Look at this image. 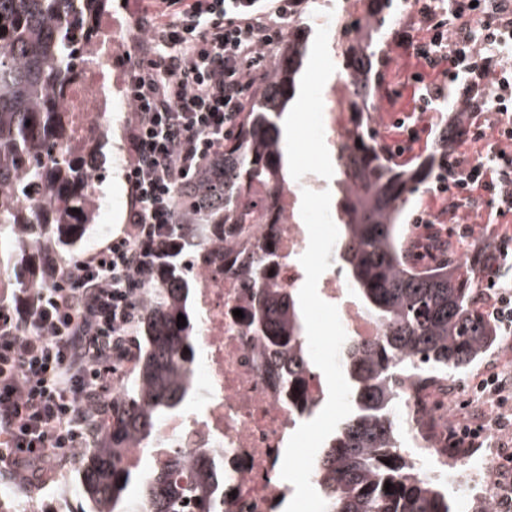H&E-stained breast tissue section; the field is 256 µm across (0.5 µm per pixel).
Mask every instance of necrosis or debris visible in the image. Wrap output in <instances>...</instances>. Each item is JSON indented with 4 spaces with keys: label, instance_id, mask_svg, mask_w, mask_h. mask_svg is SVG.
<instances>
[{
    "label": "necrosis or debris",
    "instance_id": "4bbe7bcc",
    "mask_svg": "<svg viewBox=\"0 0 512 512\" xmlns=\"http://www.w3.org/2000/svg\"><path fill=\"white\" fill-rule=\"evenodd\" d=\"M360 7V0H341L336 11L311 19L323 42V66L329 72L337 70L346 21ZM126 47L120 29L104 25L86 31L80 40L73 73L54 90L60 111L76 113L79 137L96 135L132 111L125 79L112 73L113 54ZM315 95L317 146L332 159L346 135L350 100H357L370 118L378 110L375 93L359 89L357 79L350 76L318 85ZM335 188V173L324 168L303 165L292 171L278 195L280 264L266 282L286 289L306 284L313 288L335 317L331 360L340 368L352 344L372 341L383 335L384 328L359 304L339 273L335 237H328L321 247L313 245L311 225L336 222L334 209L326 205ZM314 200L323 201V208L310 210ZM194 303L198 322L195 398L161 422L149 454L163 462L175 451L191 457L205 449L211 459L224 464V512H279L280 503L293 491L285 478L289 449L308 429L311 418L289 400L272 352L248 334L243 319L237 317V310L248 307L247 292L239 280L224 273L222 264L198 272ZM393 382L398 395L393 413L421 476L455 487L466 497L476 481L484 489L494 488L497 467L492 459L451 463L438 451L448 440V417L460 419L471 410L459 384H443L428 399V412L438 421L429 440L421 435L422 422L406 372H398Z\"/></svg>",
    "mask_w": 512,
    "mask_h": 512
}]
</instances>
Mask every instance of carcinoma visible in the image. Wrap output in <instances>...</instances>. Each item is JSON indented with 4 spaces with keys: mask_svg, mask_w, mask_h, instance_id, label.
I'll return each mask as SVG.
<instances>
[{
    "mask_svg": "<svg viewBox=\"0 0 512 512\" xmlns=\"http://www.w3.org/2000/svg\"><path fill=\"white\" fill-rule=\"evenodd\" d=\"M75 0H0V288L20 293L52 285L49 271L74 259L95 213L97 148L102 131L83 142L72 135L71 113L53 98L64 70L76 61L71 34ZM79 25L101 24L108 0H80ZM364 13L344 32L338 63L349 77L379 62L382 29L395 0H364ZM310 30L295 26L265 71L237 133L224 140V177L205 168L194 200H181L163 259L138 275L143 347L123 397L100 431L95 449L74 470L79 506L68 512H125L138 495L146 512H215L224 492V463L179 452L159 465L130 459L148 447L159 422L183 408L194 375L196 319L194 269L224 260V269L250 287L249 332L283 360V383L298 394L314 375L306 350L301 301L293 290L262 288L277 263V194L288 184L281 118L294 96ZM349 136L336 154L341 182L336 200L343 233L341 269L361 304L384 326L376 342L353 345L345 360L356 412L322 448L317 484L327 491L328 512H452L448 493L421 478L401 447L389 414L397 400L392 378L401 360L457 374L485 354L495 333L474 307L475 272L444 262L439 239L406 242L402 216L415 190L448 154L462 125H445L433 150L410 167L396 168L378 148L362 113L350 112ZM80 213H75V210ZM266 232L243 247L249 225ZM183 315L186 325L177 326ZM391 464H385V461ZM391 483L385 491V483Z\"/></svg>",
    "mask_w": 512,
    "mask_h": 512,
    "instance_id": "carcinoma-1",
    "label": "carcinoma"
}]
</instances>
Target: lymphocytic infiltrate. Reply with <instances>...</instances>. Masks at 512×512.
I'll use <instances>...</instances> for the list:
<instances>
[{"mask_svg":"<svg viewBox=\"0 0 512 512\" xmlns=\"http://www.w3.org/2000/svg\"><path fill=\"white\" fill-rule=\"evenodd\" d=\"M311 0H140L137 63L129 77L125 178L133 202L125 233L64 268L54 287L0 308V477L36 483L51 456L78 448L112 409V391L134 338L139 272L162 257L199 171L238 129L267 52ZM417 21L387 46L378 76L390 156L408 165L433 148L430 124L406 126L459 76L490 87L491 106H473L471 150L451 148L418 224L467 220L462 204L492 196L486 221L512 224V17L503 0H456L452 19L419 0ZM487 52H472L475 42ZM495 329L512 334V280L489 279L480 298Z\"/></svg>","mask_w":512,"mask_h":512,"instance_id":"lymphocytic-infiltrate-1","label":"lymphocytic infiltrate"}]
</instances>
